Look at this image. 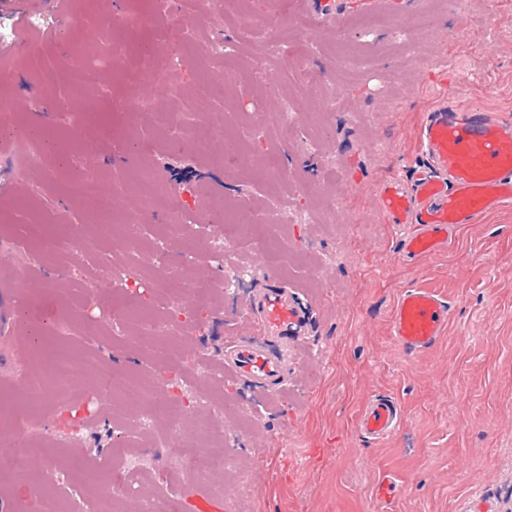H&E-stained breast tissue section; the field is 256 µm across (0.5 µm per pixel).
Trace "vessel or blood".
I'll return each mask as SVG.
<instances>
[{
	"label": "vessel or blood",
	"instance_id": "b4317fda",
	"mask_svg": "<svg viewBox=\"0 0 512 512\" xmlns=\"http://www.w3.org/2000/svg\"><path fill=\"white\" fill-rule=\"evenodd\" d=\"M418 145L425 164L384 179L377 190L378 212L385 223L404 226L400 250L412 261L447 250L457 226L512 206V119L440 104L425 112ZM252 311L255 333L225 349L224 368L269 391L284 376L285 358L268 343L300 335L306 313L282 287L258 294ZM449 317L441 295L409 288L396 301L390 331L404 352L417 355L437 343ZM401 423L400 407L387 396L367 402L356 420L374 439L390 436Z\"/></svg>",
	"mask_w": 512,
	"mask_h": 512
}]
</instances>
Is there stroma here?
Masks as SVG:
<instances>
[{"label": "stroma", "mask_w": 512, "mask_h": 512, "mask_svg": "<svg viewBox=\"0 0 512 512\" xmlns=\"http://www.w3.org/2000/svg\"><path fill=\"white\" fill-rule=\"evenodd\" d=\"M0 0V92L19 108L0 112V384L13 383L17 353L30 333L45 332L52 319L68 318L66 345L75 361L77 390L88 388L97 365L142 376L190 379L202 367L219 368L224 348L249 331L245 307L261 288L285 286L305 307V335L288 342V373L274 394L260 393L246 378L225 373L214 389L224 410L213 427L236 469L204 480L186 479L162 489L145 483L123 505L137 512L139 497L184 500L198 495L223 501L224 512H512V209L483 216L459 230L446 251L417 262L400 259L398 230L376 208L380 182L408 175L423 162L418 130L431 106L481 108L512 118V0H467L457 11L447 0L429 27L416 26L427 0H334L325 14L320 0H296L315 23L309 38L318 52L313 66L323 90H337V111L321 108L319 94L299 97L305 141L258 129L252 149L228 171L195 154L193 130L220 129L213 145L242 137L246 113L279 108L268 87L287 88L278 63L267 65L253 84L249 63L261 43L242 17L208 15L189 0L177 18L162 14L157 0ZM382 13L374 34L359 19ZM121 31L123 55L113 58L103 31ZM232 36L240 58L236 81L223 84L224 60L213 44ZM182 45L181 67L166 81L138 78L145 50ZM98 40L102 61L90 64L80 47ZM356 54L343 72L342 53ZM148 100L152 109H141ZM40 140L41 172L19 183L12 157L15 138ZM180 136L181 147L168 141ZM148 168L168 191L190 195L189 215L167 241L166 260L198 277L225 283L222 301L197 315L188 339L203 363L169 359L163 351L177 340L112 335L121 310L151 305L166 311L164 290L151 289L157 262L121 238L93 236L80 185L99 177L98 189L112 207L154 229L167 224L162 209L134 191H113L115 172ZM340 205L321 212L323 198ZM294 217L263 223L274 200ZM228 203L257 222L250 235L225 243L210 223L213 201ZM136 264L147 272L141 294L101 285L98 336L80 321L77 281ZM431 288L451 307L448 328L436 345L417 357L394 341L390 320L402 290ZM387 395L399 403L398 433L364 438L356 418L365 402ZM122 406H100L87 437L69 447L70 459L109 462V448L148 452L150 469L182 467L185 449L203 444L184 426L168 447L154 441L167 431L154 424L145 439L136 426L114 424ZM391 474L400 486L388 502L376 498L377 483Z\"/></svg>", "instance_id": "1"}]
</instances>
